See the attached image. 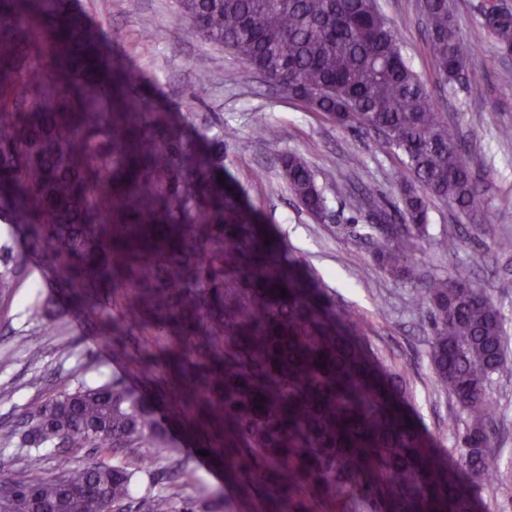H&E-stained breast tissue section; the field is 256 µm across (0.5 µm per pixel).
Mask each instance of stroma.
Masks as SVG:
<instances>
[{
    "label": "stroma",
    "mask_w": 512,
    "mask_h": 512,
    "mask_svg": "<svg viewBox=\"0 0 512 512\" xmlns=\"http://www.w3.org/2000/svg\"><path fill=\"white\" fill-rule=\"evenodd\" d=\"M383 10L406 47L413 69L431 90L437 107L458 123L471 143L479 179V210L465 215L434 204L430 210L431 238L418 254L421 276H445L459 270L486 288L505 316L507 346L512 349V257L498 256L493 236L512 235V142L500 141L496 128L512 126V58L502 56L480 15L482 0H455L454 15L463 46L473 66L487 79V93L472 99L461 85L438 77L417 0H380ZM72 11L101 34L100 49L131 65L139 75L137 92L156 100L184 125L187 137L217 136L224 126L235 130L224 142V173L253 209L257 221L279 248L284 262L301 275H312L337 307L364 321L371 344L390 353L405 380L406 412L431 442L442 464H450L454 437L448 416L456 404L437 391L428 357V325L411 304L413 284L394 280L372 259L371 238L339 235L338 225L358 229L373 224V206L393 209L396 188L405 168L400 152L383 147L375 136L344 129L321 114L308 111L287 93L260 77H245L242 64L224 48L190 33L177 18L176 0H140L138 12H128L126 0H70ZM206 57L216 71L208 91L195 95L194 64ZM281 133L280 151L303 155L317 170L325 188L348 182L350 197L330 199L329 216L316 220L301 209L279 177L277 153L270 152L257 131ZM364 165L351 169L350 152ZM455 230L461 240L451 254L440 252L434 238ZM38 290L18 288L10 302L0 304V425L17 423L25 409L71 391L80 384L119 379L156 401L167 377L165 361H157L152 381L133 377L115 366L112 338L98 329L95 316L63 313L42 322L30 321L27 307L34 298L51 293L40 262L29 265ZM493 395L500 403L495 449L497 481L479 492L477 512H512V368L497 375ZM211 429L192 419L173 422L172 455L184 460L198 479L182 484L166 471V452L145 463L148 470L134 490L170 497L175 512L193 506L196 512H288V504L272 500L267 489L227 471L223 458L202 455ZM107 448H83L30 456L26 449L0 445V481L38 472L47 477L70 475L87 466L111 463Z\"/></svg>",
    "instance_id": "35a3bbf8"
}]
</instances>
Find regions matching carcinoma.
<instances>
[{
	"label": "carcinoma",
	"instance_id": "obj_1",
	"mask_svg": "<svg viewBox=\"0 0 512 512\" xmlns=\"http://www.w3.org/2000/svg\"><path fill=\"white\" fill-rule=\"evenodd\" d=\"M434 66L445 82L484 94L467 66L449 0H421ZM498 46L512 45V12L482 6ZM192 33L224 46L312 112L358 133L378 131L404 156L402 227L381 236L377 265L416 277L430 204L477 211L476 175L458 132L403 54L379 0H178ZM99 31L66 0H0V219L20 226L62 296L138 343L167 336L165 352L191 409L238 445L234 469L288 499V512H474L473 485L493 477L499 404L495 376L508 365L500 306L460 273L432 276L416 301L430 330L437 390L465 473L438 466L431 444L404 413L403 378L364 336V322L307 288L274 256L232 185L220 179L224 139L197 150L172 114L130 93L134 76L98 53ZM278 152L280 176L303 210L328 209L301 156ZM0 244V300L29 277ZM61 310L36 299L32 321ZM127 371L150 377L152 353L114 344ZM158 405L114 380L82 384L33 403L0 445L40 457L65 448L140 451L168 447ZM142 468L96 464L67 477L13 481L39 512H127ZM141 512H174L142 497Z\"/></svg>",
	"mask_w": 512,
	"mask_h": 512
}]
</instances>
